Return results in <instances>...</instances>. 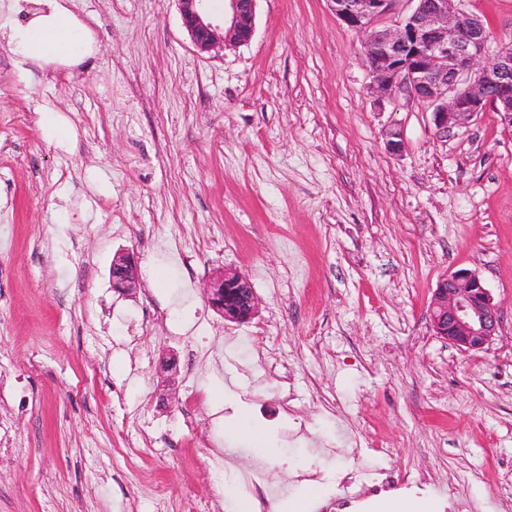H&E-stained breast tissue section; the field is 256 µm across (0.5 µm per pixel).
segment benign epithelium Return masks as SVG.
<instances>
[{"mask_svg": "<svg viewBox=\"0 0 512 512\" xmlns=\"http://www.w3.org/2000/svg\"><path fill=\"white\" fill-rule=\"evenodd\" d=\"M182 25L200 55L251 40L257 0H225L223 19H214L209 0H176ZM336 17L365 36L364 53L372 90L383 96L401 84L433 106L438 131L464 127L481 112H496L512 127V44L483 65L488 41L481 16L463 8L465 0H415L409 16L394 28H378L395 0H330ZM112 270L116 288L130 292L140 280L138 261L117 252ZM207 301L226 321L244 323L258 312V299L247 278L219 268L208 284ZM435 336L458 350L488 348L501 326L497 304L479 275L461 268L441 277L429 304Z\"/></svg>", "mask_w": 512, "mask_h": 512, "instance_id": "1", "label": "benign epithelium"}]
</instances>
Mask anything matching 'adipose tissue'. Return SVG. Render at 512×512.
<instances>
[{
  "label": "adipose tissue",
  "instance_id": "obj_1",
  "mask_svg": "<svg viewBox=\"0 0 512 512\" xmlns=\"http://www.w3.org/2000/svg\"><path fill=\"white\" fill-rule=\"evenodd\" d=\"M77 24L65 0H44L42 9L30 13L26 24L6 26L0 37L15 44L28 60L48 64L66 53Z\"/></svg>",
  "mask_w": 512,
  "mask_h": 512
}]
</instances>
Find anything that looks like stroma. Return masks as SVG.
I'll list each match as a JSON object with an SVG mask.
<instances>
[{"label":"stroma","mask_w":512,"mask_h":512,"mask_svg":"<svg viewBox=\"0 0 512 512\" xmlns=\"http://www.w3.org/2000/svg\"><path fill=\"white\" fill-rule=\"evenodd\" d=\"M69 7L72 63L0 42V512H237L255 477L256 512L312 481L310 512L358 484L353 512H512V127L441 132L407 86L376 97L329 0H258L215 57L175 0ZM466 7L512 43V0ZM221 267L249 322L209 306ZM460 268L501 308L481 352L430 327ZM112 270L117 271L121 277L115 278L113 276L114 285L116 288L130 292L137 288L140 280V273L138 268V261L133 253L129 251H119L112 259ZM209 305L226 321L244 323L258 312V299L247 278L237 271L215 270L207 289ZM377 512H442L436 503L419 500L408 495L388 494L377 501Z\"/></svg>","instance_id":"35a3bbf8"}]
</instances>
